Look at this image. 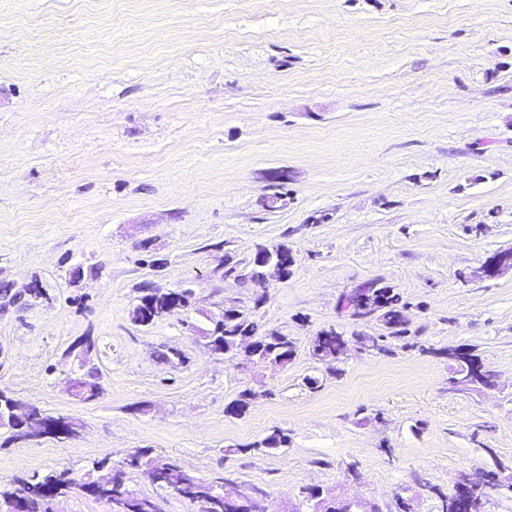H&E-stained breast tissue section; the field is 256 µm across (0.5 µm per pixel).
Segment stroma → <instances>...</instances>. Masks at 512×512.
<instances>
[{
  "mask_svg": "<svg viewBox=\"0 0 512 512\" xmlns=\"http://www.w3.org/2000/svg\"><path fill=\"white\" fill-rule=\"evenodd\" d=\"M280 244L288 279L244 280ZM510 250L512 0H0V391L81 424L0 429V493L68 469L51 512H112L81 488L94 462L149 448L264 512L310 487L393 512L415 477L450 493L498 461L486 512H512V269L479 275ZM374 283L405 337L340 312ZM152 288L191 303L135 326ZM231 301L292 338L288 367L210 353ZM329 327L349 350L326 365ZM456 347L492 387L449 389ZM91 371L85 403L68 380ZM353 294L363 295L365 299L373 294H377L376 299L381 300L382 309L380 312L381 318L385 324L392 330V336L395 338L405 337L407 330L403 328L404 320L400 319L402 310L405 308V304L401 303L399 294L394 292V289L389 286H371L369 288L361 289ZM344 336L334 328L323 330L314 336L309 343V355L318 362H323L324 357L336 355L337 343ZM49 416V415H48ZM53 421L43 422L41 427L37 429L33 439L39 440L44 438H74L80 433L79 422L69 416H49Z\"/></svg>",
  "mask_w": 512,
  "mask_h": 512,
  "instance_id": "1",
  "label": "stroma"
}]
</instances>
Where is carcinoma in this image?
Returning a JSON list of instances; mask_svg holds the SVG:
<instances>
[{
  "label": "carcinoma",
  "mask_w": 512,
  "mask_h": 512,
  "mask_svg": "<svg viewBox=\"0 0 512 512\" xmlns=\"http://www.w3.org/2000/svg\"><path fill=\"white\" fill-rule=\"evenodd\" d=\"M358 294L368 298L377 295L381 300V318L392 329V336L402 338L407 333L403 328L404 320L400 319L405 305L401 303L399 294L389 286H371L358 291ZM191 291L152 289L142 296L144 304L133 306L129 312L131 323L153 320L155 322L175 313V308H186L190 304ZM260 325L251 312L243 309L238 311L235 318L224 320L222 324H214L206 336L218 349L230 354L240 336L254 338L253 345L260 353L271 361L289 363L295 357L296 349L292 339L279 331L268 330L259 333ZM343 335L335 329L323 330L313 337L309 343V355L318 362L327 356H333L337 351V343ZM451 353L459 356L458 372L465 375L472 371L479 356L465 348H455ZM129 464L141 470V474L150 483L163 487L181 496L189 504L196 506L200 512H225L218 487L219 480L203 479L189 470L171 462L153 456L150 448H140L135 451ZM97 476L88 482L86 493L108 501L116 512H148L151 500L140 497L129 489L125 480V471L112 466L107 461L94 464ZM27 485V495L15 506L17 512H49L48 503L60 494H66L75 485L70 470H55L36 481L19 479Z\"/></svg>",
  "instance_id": "carcinoma-1"
}]
</instances>
